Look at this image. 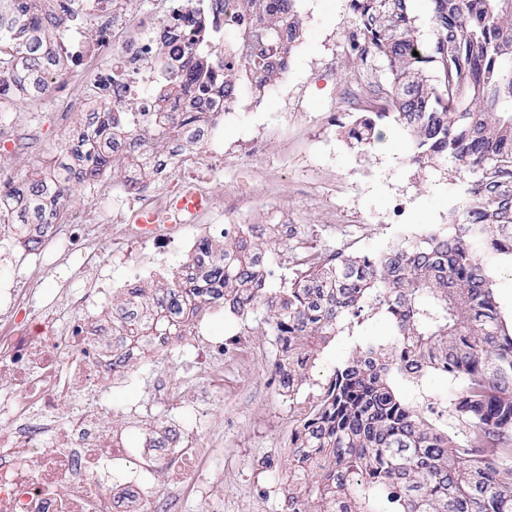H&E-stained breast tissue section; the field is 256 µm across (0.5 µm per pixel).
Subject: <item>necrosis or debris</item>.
Here are the masks:
<instances>
[{"instance_id":"necrosis-or-debris-1","label":"necrosis or debris","mask_w":512,"mask_h":512,"mask_svg":"<svg viewBox=\"0 0 512 512\" xmlns=\"http://www.w3.org/2000/svg\"><path fill=\"white\" fill-rule=\"evenodd\" d=\"M61 19L48 33L60 57V70L49 79L47 103L58 126L86 101L107 100L122 106L138 96L136 121L144 135L158 128L154 86L165 73L152 65L153 36L190 11H204L206 0H149L133 11L129 0H53ZM80 80L85 98L69 86ZM223 99L212 104L206 141L186 145L176 166L191 174L188 190L197 194L195 213L175 208L178 194L164 175L141 181L136 193L119 194L110 182L91 189V203L66 212L56 232L37 250L12 238L5 260L26 263L23 280L0 277V376L10 386L0 390V512H180L172 485L189 482L207 497L216 482L207 463L218 449L200 442L194 430L172 418L180 441L171 448L154 447V427L144 432L140 460H132L121 433L108 421L112 406L100 395L112 380V352L101 338L112 327L107 305L111 259L101 249L102 218L120 225L126 240L167 251L178 244L193 248L190 228L204 236L223 235V196L217 195L207 170L224 159L221 129ZM202 380L186 397L196 404L224 373V345L197 352ZM85 397L80 409L61 411L62 403ZM151 473L159 492L143 490L142 473Z\"/></svg>"}]
</instances>
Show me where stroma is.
Listing matches in <instances>:
<instances>
[{
	"label": "stroma",
	"instance_id": "obj_1",
	"mask_svg": "<svg viewBox=\"0 0 512 512\" xmlns=\"http://www.w3.org/2000/svg\"><path fill=\"white\" fill-rule=\"evenodd\" d=\"M309 16L304 40L288 74L260 108L241 97L224 119V171L213 188L225 199L245 202L239 214L249 224H296L308 229L324 248L354 251L385 248L414 233L448 230L451 211L463 197V180L450 164L423 171L408 163L410 145L397 129L385 130L384 140L360 155L341 142L331 124L345 110L343 83L327 60L340 53L348 21L345 0H301ZM7 110L17 121L39 126L44 142L71 140L78 119L59 129L45 105L15 103ZM265 135L263 154L245 167L235 157L250 140ZM382 315L369 316L353 336L336 337L320 354L305 393L317 391L348 353L354 340L387 337ZM220 339L228 345L220 391L206 404L208 421L197 422L194 410L172 407V414L197 424L199 440L220 430L223 452L216 458L221 477L211 501L222 512H277L281 481L258 469L257 460H283L291 428L286 397L271 386L275 358L272 337L254 318L233 320L212 316L201 324L197 345ZM188 343L175 342L155 357L113 381L104 393L112 401V422L125 438L131 455H138L144 437V403L156 374L165 373L174 392L190 387L195 368Z\"/></svg>",
	"mask_w": 512,
	"mask_h": 512
}]
</instances>
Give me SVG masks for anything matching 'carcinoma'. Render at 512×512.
I'll use <instances>...</instances> for the list:
<instances>
[{"mask_svg":"<svg viewBox=\"0 0 512 512\" xmlns=\"http://www.w3.org/2000/svg\"><path fill=\"white\" fill-rule=\"evenodd\" d=\"M48 0H0V112L35 102L60 60L46 34ZM299 0H243L224 49L184 58L176 42L212 43L203 16L184 35L156 33L168 79L162 128L144 139L133 112H88L53 176L32 171L0 185V229L37 247L71 207L75 186L112 177L132 160L145 176L174 165L209 134V101L271 92L301 40ZM348 67L366 104L338 135L365 154L388 125L408 136L409 162H448L469 175L453 231L378 252L321 249L305 229L240 224L206 238L167 275L112 300V369L134 366L148 337L183 341L207 315L255 316L274 336L273 382L291 403L281 512H512V327L503 320L486 257L512 258V0H432L423 36L408 0H345ZM418 55H413V52ZM384 315L392 337L356 346L317 394L298 397L337 333ZM456 382L445 410L411 404L398 375Z\"/></svg>","mask_w":512,"mask_h":512,"instance_id":"obj_1","label":"carcinoma"}]
</instances>
